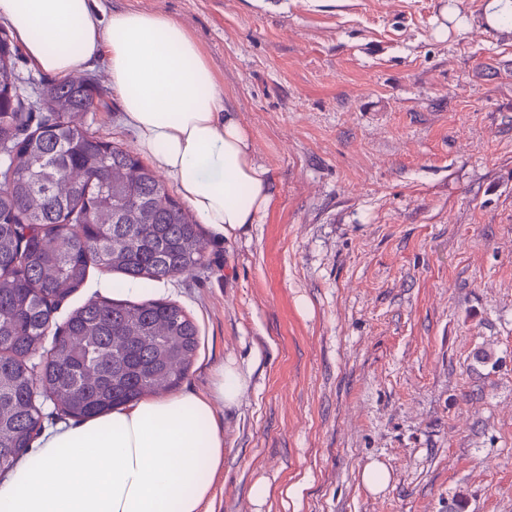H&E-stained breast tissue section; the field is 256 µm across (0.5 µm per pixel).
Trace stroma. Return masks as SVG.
<instances>
[{
  "mask_svg": "<svg viewBox=\"0 0 512 512\" xmlns=\"http://www.w3.org/2000/svg\"><path fill=\"white\" fill-rule=\"evenodd\" d=\"M97 2L193 33L274 182L247 234L202 225L201 269L147 292L199 328L181 392L250 372L216 407L214 512H512V27L487 0ZM83 71L93 131L136 149L107 58ZM119 278L91 267L56 324Z\"/></svg>",
  "mask_w": 512,
  "mask_h": 512,
  "instance_id": "obj_1",
  "label": "stroma"
}]
</instances>
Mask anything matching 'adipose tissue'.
Here are the masks:
<instances>
[{"label":"adipose tissue","mask_w":512,"mask_h":512,"mask_svg":"<svg viewBox=\"0 0 512 512\" xmlns=\"http://www.w3.org/2000/svg\"><path fill=\"white\" fill-rule=\"evenodd\" d=\"M35 69L68 78L97 57L138 146L194 213L233 241L274 202L268 168L228 108L194 36L174 18L90 0H0ZM247 378L227 362L205 393L147 397L42 432L0 482V512H202L224 464L214 406L236 404Z\"/></svg>","instance_id":"ef3b65f1"}]
</instances>
